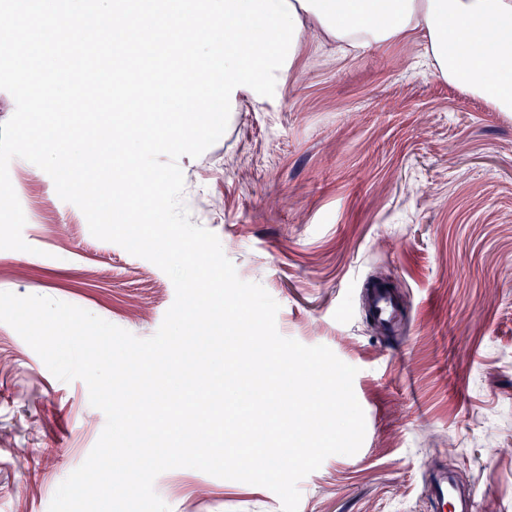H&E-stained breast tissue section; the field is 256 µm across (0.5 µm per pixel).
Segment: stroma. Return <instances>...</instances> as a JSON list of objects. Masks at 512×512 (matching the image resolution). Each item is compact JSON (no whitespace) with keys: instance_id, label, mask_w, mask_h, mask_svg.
I'll return each mask as SVG.
<instances>
[{"instance_id":"stroma-1","label":"stroma","mask_w":512,"mask_h":512,"mask_svg":"<svg viewBox=\"0 0 512 512\" xmlns=\"http://www.w3.org/2000/svg\"><path fill=\"white\" fill-rule=\"evenodd\" d=\"M191 223L278 303L279 334L356 367L366 433L298 483V512H433L430 475L512 512V114L434 75L413 35L341 52L305 30L263 102L242 95L222 137L181 157ZM9 176L29 251L0 250V291L81 307L145 339L175 299L150 261L95 238L51 177ZM385 278L407 316L377 333L357 285ZM106 423L0 322V512H48ZM170 512H282L270 489L192 468L154 481Z\"/></svg>"}]
</instances>
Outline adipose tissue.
I'll list each match as a JSON object with an SVG mask.
<instances>
[{
    "label": "adipose tissue",
    "instance_id": "obj_1",
    "mask_svg": "<svg viewBox=\"0 0 512 512\" xmlns=\"http://www.w3.org/2000/svg\"><path fill=\"white\" fill-rule=\"evenodd\" d=\"M66 15L80 52L101 30L119 46L137 32L138 49L113 68L112 89L135 93L143 110L172 113L170 147L184 130L231 111L240 94L262 101L270 77L292 68L309 26L353 49L423 32L437 76L495 111L512 112V0H98L95 23L78 8ZM161 27L167 40L157 37ZM191 28L207 31V54H200L198 41L183 39ZM0 43L22 47L14 66L24 83L59 88L52 40L23 44L4 32Z\"/></svg>",
    "mask_w": 512,
    "mask_h": 512
}]
</instances>
